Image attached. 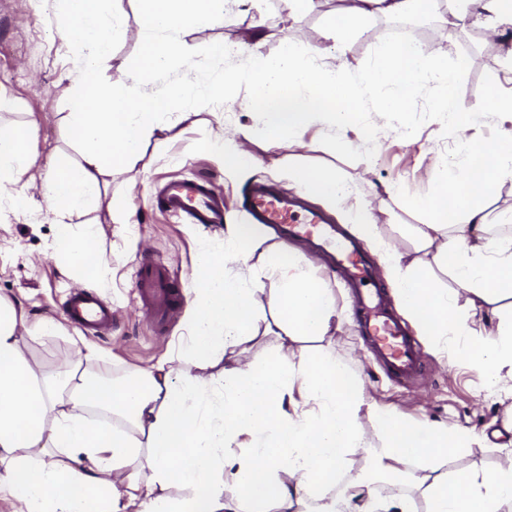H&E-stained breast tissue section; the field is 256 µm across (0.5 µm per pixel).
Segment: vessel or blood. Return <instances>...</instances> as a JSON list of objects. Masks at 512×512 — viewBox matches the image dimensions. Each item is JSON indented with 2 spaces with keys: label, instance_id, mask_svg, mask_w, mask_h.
Here are the masks:
<instances>
[{
  "label": "vessel or blood",
  "instance_id": "vessel-or-blood-1",
  "mask_svg": "<svg viewBox=\"0 0 512 512\" xmlns=\"http://www.w3.org/2000/svg\"><path fill=\"white\" fill-rule=\"evenodd\" d=\"M165 213L192 224L224 221V196L210 181L185 178L165 184L155 196ZM251 223L274 226L281 241L304 239L312 258L324 259L327 272L342 271L352 290V312L376 364L395 382L406 384L422 377L425 367L399 312L388 305L361 247L336 228L331 216L308 209L297 191L259 181L241 199ZM137 294L143 310L157 327H165L183 302L179 284L151 254H144L137 271ZM68 318L88 330L102 333L112 327V309L96 293L72 289L64 305Z\"/></svg>",
  "mask_w": 512,
  "mask_h": 512
}]
</instances>
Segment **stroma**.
<instances>
[{
  "instance_id": "stroma-1",
  "label": "stroma",
  "mask_w": 512,
  "mask_h": 512,
  "mask_svg": "<svg viewBox=\"0 0 512 512\" xmlns=\"http://www.w3.org/2000/svg\"><path fill=\"white\" fill-rule=\"evenodd\" d=\"M337 5V0H321L314 10L291 19L281 0H262L257 7L251 0H224L225 22L184 33L185 40L197 49L198 82H215L223 79L226 71L237 69V47L258 30L267 36L265 52H277L284 41L303 46L316 41L323 49V62H333L335 52L323 32ZM110 9L122 17L123 27L114 39L110 58L96 69L93 78L100 84L129 83L142 63L137 4L135 0H115ZM59 16L60 0H0V96L11 102L10 108L0 111V125L23 124L33 129L29 145L33 163L26 178L37 202L34 211L23 212L11 197L0 194V296L21 301L30 322L52 320L61 325V335L29 346L31 358L47 370L69 363L78 349L89 346L98 353L90 370L124 377L150 367L165 352L177 348L188 334L185 311H178L161 332L138 304L136 273L142 254L151 252L184 291H191L202 252L223 249L225 224L247 223L245 211L237 206L242 192L256 181L289 186L288 156L331 171L343 170L364 192L373 187L380 191L395 188L396 197L380 216V233L390 245L412 255L417 243L406 228L410 205L429 195L440 184L445 165L456 161L457 137L491 143L502 129L512 126L504 114L486 112L461 134L450 133L442 115L433 110L440 88L429 83L419 87L401 114L382 116L372 102H364L347 132L349 147L338 154L327 145L336 137V130L316 126L303 138L268 143L260 134L264 114L246 106L251 94L246 86L233 98L215 100L205 112L179 106L171 115L173 130L151 139L132 166L113 176L98 205L76 218L77 223L96 224L102 230L94 258L104 276L94 289L115 313L111 332L92 335L64 313L69 290L82 287L83 282L51 256L56 218L43 197L49 156L60 152L76 161L81 158L69 116L74 93L70 70L81 47L61 37ZM387 38L413 39L428 51L447 52L452 61L466 58L452 87L459 98L488 101L512 93V75L492 66L499 44L484 28L454 30L445 27L439 15L430 13L379 17L362 27L348 54L351 64L365 66ZM215 44L229 45L232 51L209 56L208 49ZM244 127L254 130L253 138L240 136ZM216 142L243 151L252 158V165L227 166L222 154L212 148ZM196 175L206 177L223 192L224 225L181 223L155 207L154 196L161 185ZM264 252V247L254 248L244 268L232 260L227 263L228 270H241L258 279L257 337L246 356L258 362L286 340L275 314L277 283L261 272ZM315 274L331 288L338 309L346 313L330 346L357 373L368 403L397 411L414 422L448 423L477 433L500 428L512 418V398L488 391L485 378L469 366L465 356L442 357L424 341L419 344L424 379L406 387L390 381L348 316L350 299L342 281L320 268Z\"/></svg>"
}]
</instances>
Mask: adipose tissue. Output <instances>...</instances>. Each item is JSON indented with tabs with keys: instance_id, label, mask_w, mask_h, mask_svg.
<instances>
[{
	"instance_id": "1",
	"label": "adipose tissue",
	"mask_w": 512,
	"mask_h": 512,
	"mask_svg": "<svg viewBox=\"0 0 512 512\" xmlns=\"http://www.w3.org/2000/svg\"><path fill=\"white\" fill-rule=\"evenodd\" d=\"M433 0H344L328 33L336 43L335 62L322 64L319 44L302 48L282 42L276 54L263 51L256 35L243 51L242 68L223 82L203 87L193 80L144 96L157 73L172 60L192 63L197 55L183 33L223 18V0H138L137 22L145 35L143 64L136 82L101 88L92 74L112 47L106 0H62L60 32L83 50L74 78L71 125L83 143L81 162L60 154L49 160L44 195L58 218L53 254L68 269L96 282L91 267L95 225L74 227L70 216L94 206L107 177L124 171L156 132L169 129L176 102L206 109L239 85L252 88L253 110L267 117L266 139L300 137L315 119L347 129L360 96L375 98L383 112L404 111L420 83L442 84L435 111L458 131L485 112H512V94L489 102H468L451 93L459 66L445 53L408 41L384 42L377 60L353 69L347 54L361 23L374 15L414 14ZM452 28L467 21L491 27L502 52L493 63L512 72V0H447ZM31 131L18 125L0 130V190L17 207L31 198ZM457 163L446 168L432 194L417 203L424 213L413 232L430 265L382 243L371 204L352 213V233L379 241L385 280L417 331L440 350L455 353L467 342V359L491 386L512 382V233L490 235L487 202L512 181V129L484 144L457 142ZM297 185L338 207L349 195L341 172L292 163ZM257 224L224 227L223 251H205L196 272L189 311L191 334L177 354L118 382L88 371L85 353L49 372L27 357V342L58 333L52 323L28 325L23 307L0 298V492L17 512H390L374 494H363L370 475L358 474L340 494L337 476L352 449L364 447L361 415H369L378 438L375 474L396 476L405 461L409 478L422 488L428 512H505L512 506V464L488 476L445 473L440 459L460 451L498 445L512 450V421L492 434H475L440 423H412L398 413L365 403L360 379L332 351L315 356L295 344L324 338L338 328L336 306L327 288L288 247L270 249L265 263L278 281L276 305L288 326L289 343L261 363L226 367L219 381L205 384L185 375L174 379V360L219 362L230 348H246L256 337L254 283L224 270V250L258 239ZM448 276L441 286L440 276ZM51 455L36 462L31 449ZM236 489L224 497L226 484ZM183 489L170 495L171 486Z\"/></svg>"
}]
</instances>
